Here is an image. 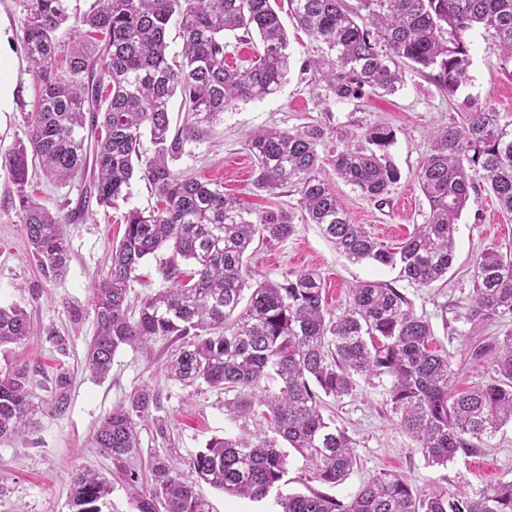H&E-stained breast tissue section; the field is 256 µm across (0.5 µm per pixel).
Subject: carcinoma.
Listing matches in <instances>:
<instances>
[{
	"label": "carcinoma",
	"instance_id": "cac0c4a2",
	"mask_svg": "<svg viewBox=\"0 0 512 512\" xmlns=\"http://www.w3.org/2000/svg\"><path fill=\"white\" fill-rule=\"evenodd\" d=\"M279 0H95L84 13L70 0H30L21 47L37 99L25 116V138L0 151V172L14 186L21 223L42 275L56 279L70 261L65 226L78 224L93 197L117 208L134 177L155 197L148 211L124 214L125 230L110 251L104 277L90 302L96 331L86 365L104 379L117 351L166 341L167 377L184 386L204 383L224 392L231 427L210 440L182 477L166 458L133 465L139 426L157 408L143 387L112 410L94 434L112 460L137 512H213L199 492L208 485L231 496L264 498L287 473L290 447L315 466L323 486L343 482L357 465L355 442L325 399L350 396L359 382L384 385L390 412L410 433L431 466L458 453L477 455L512 424V330L488 336L471 357L487 361L489 377L469 389L433 346L430 322L416 315L397 288L360 281L339 316L326 306L323 282L309 270L280 280L252 282L249 257L260 246L290 237L295 224H316L347 261L398 270V280L424 288L448 275L462 213L479 181L512 213V119L471 97L459 120L434 131L418 182L429 203L425 222L388 246L351 220L331 177L381 206L400 180L388 158L394 130L384 124H312L293 131L266 128L249 134L260 188L291 185L298 207L247 210L224 186L184 176L172 167L187 142L224 121L230 105L276 93L291 67L288 35L274 5ZM297 27L319 41L321 55L301 69L320 76L338 101L365 91L392 94L404 70L424 74L448 100L470 80L464 36L482 27L495 37L501 60L512 62V0H287ZM72 23L69 46L58 30ZM177 24L181 57H169L167 35ZM227 34L259 38L246 65L226 63ZM180 96L184 123L171 127L169 106ZM154 147L141 152L144 136ZM335 143L330 157L322 156ZM66 184L88 182L76 205L53 212L27 190L29 164ZM332 173H327L325 164ZM170 286L137 306L128 302L132 274L158 250ZM475 288L465 319L481 325L512 318V253L488 249L473 263ZM30 316L18 304L0 306V350L32 336ZM70 374L60 371L50 397L32 389L28 366L0 369V442L26 435L41 418L64 414ZM71 512H102L111 484L87 468L69 478ZM283 512H512V480L477 491L440 484L413 487L381 472L354 496L319 491L290 494Z\"/></svg>",
	"mask_w": 512,
	"mask_h": 512
}]
</instances>
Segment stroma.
<instances>
[{
    "mask_svg": "<svg viewBox=\"0 0 512 512\" xmlns=\"http://www.w3.org/2000/svg\"><path fill=\"white\" fill-rule=\"evenodd\" d=\"M28 0H0V149L11 147L25 132L24 115L36 99L33 78L21 49L20 37L27 16ZM288 34L291 69L280 90L260 100L229 107L224 121L200 140L186 143L176 171L202 180L223 183L226 195L246 206H297L299 196L291 189L267 191L254 184L255 163L246 145L250 131L266 127L295 130L326 121L342 124L359 121L382 123L395 134L389 149L401 178L385 206H377L342 181L333 187L352 223L371 237L391 245L403 240L428 212V202L417 173L428 151L433 130L448 124L456 111L436 87L421 75L405 71L403 84L391 95L366 93L362 99L336 102L324 89L315 87L303 62L316 58L319 44L297 30L287 9H279ZM470 80L459 98L471 97L501 116L512 118V63L503 64L490 33L474 28L467 36ZM14 191L0 172V304H19L30 315L34 334L13 346V360L28 365L33 387L48 397L59 370L71 374V404L60 417L44 420L41 429L0 444V512H71L69 473L86 467L109 473L112 462L94 448L91 437L103 417L124 403L142 385L161 394V418L166 435L151 423L140 432L141 455L172 458L180 471H187L195 454L213 438L223 436L228 422L224 395L207 385L185 387L168 380L165 362L168 349L156 341L148 349H120L110 375L95 379L84 367L88 344L95 334L96 318L88 303V288L109 266L110 249L124 234L122 215L130 209L153 206L146 184L132 180L129 195L119 209L90 205L85 218L67 228L70 262L66 274L49 280L38 270L30 254L24 226L12 204ZM512 250V214L505 213L487 188L470 196L459 221L455 260L447 277L426 288H411L397 281L395 271L372 263L352 264L336 253L318 225L299 224L287 240L260 247L249 265L254 280H279L288 272H317L325 289L327 306L341 315L349 304L350 290L360 281L398 285L417 315L427 318L437 348L448 354L461 382L476 384L487 379L488 363L469 359L471 338L497 336L512 329V319L493 324L471 325L464 318L474 288L472 264L482 251ZM82 311L72 320V308ZM65 336L66 351L50 341L51 333ZM382 388L358 384L352 395L331 402L330 413L346 427L356 443L357 464L350 476L330 495L346 499L373 476L392 471L415 487L429 483L466 486L477 490L494 480H512V427L501 431L491 448L472 456L457 455L444 467L427 466L410 435L386 404Z\"/></svg>",
    "mask_w": 512,
    "mask_h": 512,
    "instance_id": "1",
    "label": "stroma"
}]
</instances>
